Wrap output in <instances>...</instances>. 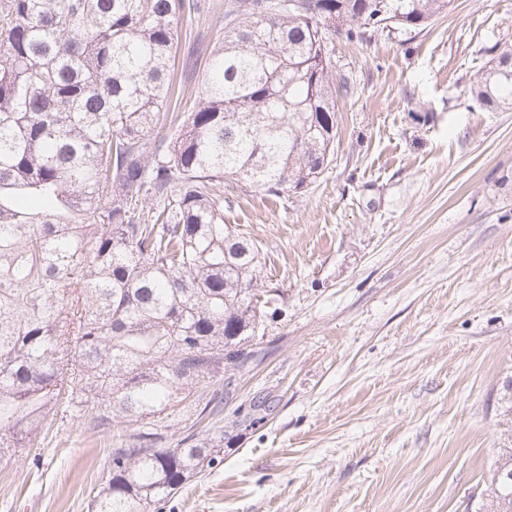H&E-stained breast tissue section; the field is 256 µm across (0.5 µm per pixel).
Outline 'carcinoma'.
I'll return each instance as SVG.
<instances>
[{
	"instance_id": "obj_1",
	"label": "carcinoma",
	"mask_w": 512,
	"mask_h": 512,
	"mask_svg": "<svg viewBox=\"0 0 512 512\" xmlns=\"http://www.w3.org/2000/svg\"><path fill=\"white\" fill-rule=\"evenodd\" d=\"M225 0L223 34L185 45L211 0H0V454L48 419L137 427L91 512H147L223 461L211 419L256 361L261 248L224 223V184L278 196L334 155L330 34L396 36L450 0ZM208 58L198 95L189 62ZM512 110V49L471 86ZM486 512H512V448Z\"/></svg>"
}]
</instances>
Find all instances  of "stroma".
<instances>
[{"label":"stroma","instance_id":"obj_1","mask_svg":"<svg viewBox=\"0 0 512 512\" xmlns=\"http://www.w3.org/2000/svg\"><path fill=\"white\" fill-rule=\"evenodd\" d=\"M512 0L332 39L334 156L306 191L224 189L261 247V353L224 394V460L152 512H481L512 448V111L470 87ZM116 432L59 421L0 455V512H89Z\"/></svg>","mask_w":512,"mask_h":512}]
</instances>
